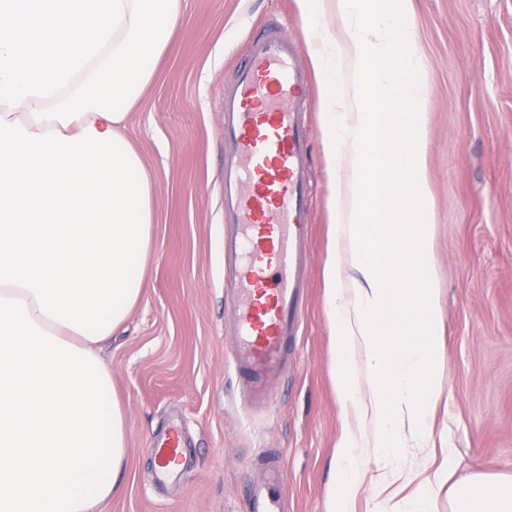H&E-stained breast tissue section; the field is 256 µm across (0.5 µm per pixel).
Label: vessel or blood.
I'll return each mask as SVG.
<instances>
[{
    "label": "vessel or blood",
    "instance_id": "1",
    "mask_svg": "<svg viewBox=\"0 0 512 512\" xmlns=\"http://www.w3.org/2000/svg\"><path fill=\"white\" fill-rule=\"evenodd\" d=\"M301 47L268 26L253 37L224 91V220L239 233L224 242L226 273L238 290L233 368L256 393L284 366L303 320L304 258L310 220L312 131L299 121L308 88ZM178 423L153 443V478L179 479ZM282 462L250 490L251 512H281Z\"/></svg>",
    "mask_w": 512,
    "mask_h": 512
}]
</instances>
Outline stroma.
<instances>
[{
    "label": "stroma",
    "mask_w": 512,
    "mask_h": 512,
    "mask_svg": "<svg viewBox=\"0 0 512 512\" xmlns=\"http://www.w3.org/2000/svg\"><path fill=\"white\" fill-rule=\"evenodd\" d=\"M425 69L426 171L446 345L444 396L408 469L455 461L454 478L512 476V0H410ZM304 39L298 0H183L179 23L124 133L153 182L147 287L100 346L127 420L126 489L100 512H250L247 489L288 467V512H325L344 421L330 379L321 271L332 175L322 86L308 68L313 126L309 288L288 369L250 407L231 371L233 285L224 281V88L252 32ZM180 480L157 486L149 450L171 419Z\"/></svg>",
    "instance_id": "stroma-1"
}]
</instances>
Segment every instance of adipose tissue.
<instances>
[{
	"mask_svg": "<svg viewBox=\"0 0 512 512\" xmlns=\"http://www.w3.org/2000/svg\"><path fill=\"white\" fill-rule=\"evenodd\" d=\"M369 2L336 0L340 44L322 0H301L334 175L323 284L345 428L326 512L370 485L408 488L385 512H434L448 466L401 465L444 392L423 65L407 0ZM180 15L181 0H0V512H94L122 489L126 413L96 346L144 293L153 206L119 127ZM451 502L512 512V478Z\"/></svg>",
	"mask_w": 512,
	"mask_h": 512,
	"instance_id": "adipose-tissue-1",
	"label": "adipose tissue"
}]
</instances>
